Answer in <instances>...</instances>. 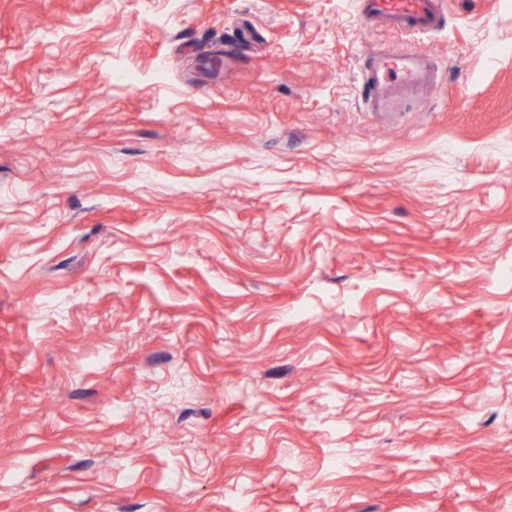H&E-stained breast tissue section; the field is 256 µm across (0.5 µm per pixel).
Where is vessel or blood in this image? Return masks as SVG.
<instances>
[{
  "label": "vessel or blood",
  "mask_w": 512,
  "mask_h": 512,
  "mask_svg": "<svg viewBox=\"0 0 512 512\" xmlns=\"http://www.w3.org/2000/svg\"><path fill=\"white\" fill-rule=\"evenodd\" d=\"M444 0H359L365 23L431 34L445 25ZM436 67L426 51L408 54L377 52L362 65V93L367 112L388 115L404 99L429 92Z\"/></svg>",
  "instance_id": "1"
}]
</instances>
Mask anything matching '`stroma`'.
I'll return each instance as SVG.
<instances>
[{
	"mask_svg": "<svg viewBox=\"0 0 512 512\" xmlns=\"http://www.w3.org/2000/svg\"><path fill=\"white\" fill-rule=\"evenodd\" d=\"M446 13L0 0V512H512V0ZM444 0H360L366 24L431 34L445 26ZM431 58L427 51L366 56L361 75L366 111L392 115L404 99L428 93L436 84V67Z\"/></svg>",
	"mask_w": 512,
	"mask_h": 512,
	"instance_id": "35a3bbf8",
	"label": "stroma"
}]
</instances>
